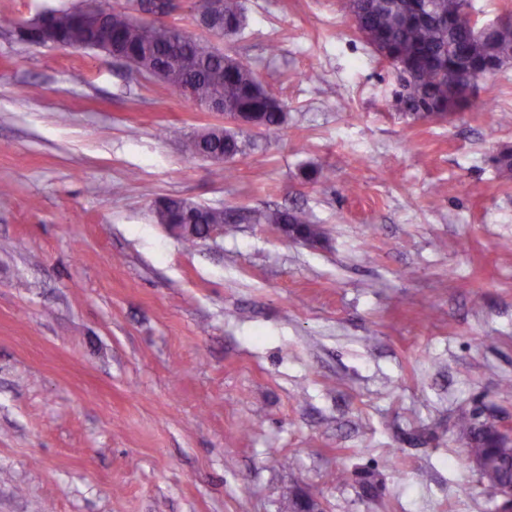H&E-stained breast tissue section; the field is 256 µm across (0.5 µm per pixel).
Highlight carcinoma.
Instances as JSON below:
<instances>
[{
    "instance_id": "cac0c4a2",
    "label": "carcinoma",
    "mask_w": 512,
    "mask_h": 512,
    "mask_svg": "<svg viewBox=\"0 0 512 512\" xmlns=\"http://www.w3.org/2000/svg\"><path fill=\"white\" fill-rule=\"evenodd\" d=\"M351 8L362 15L378 52L389 61L406 62L405 76L397 79L412 85V91L402 94L401 100L404 114L414 122H429L434 115L466 109L470 72L481 68L493 55L512 60V25L502 29L489 45L471 38L470 0H352ZM217 17V24L205 27V35L194 37V43L187 46L173 40L176 26L158 19L120 21L114 38L137 62L140 72L148 75L157 68L167 69L169 76L162 82L193 107L222 99L228 115L249 112L258 126H283L288 119L283 101L266 88L249 65L224 53L211 41L243 27V0H220ZM64 39L74 49H86L97 42L98 35L74 20L65 29ZM245 148L244 131L226 129L202 139L191 138L185 152L193 158L205 153L213 155L220 164L244 154ZM493 162L502 175L512 177V146L500 148ZM153 213L161 224L183 223L171 198L156 201ZM233 214L232 210L220 213L205 208L203 223L185 231L182 239L193 244L202 237L204 225L232 224ZM245 221L291 224L308 239L322 238L320 226L302 209L247 212ZM458 427L466 440L468 455L482 465L481 479L492 493H497L499 485L512 480V443L493 445L488 432L474 426L469 416L461 417Z\"/></svg>"
}]
</instances>
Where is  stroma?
Wrapping results in <instances>:
<instances>
[{
	"mask_svg": "<svg viewBox=\"0 0 512 512\" xmlns=\"http://www.w3.org/2000/svg\"><path fill=\"white\" fill-rule=\"evenodd\" d=\"M81 4L0 0V512H495L457 422L512 424V66L413 123L342 0H246L222 47L288 122L217 179L222 116L13 26ZM165 197L324 239L191 246ZM153 213L155 219L160 224H165L164 226L170 234L177 236L178 238L180 237L182 230L176 225L183 224V219L176 208L175 201L172 198H162L156 201ZM245 221L254 224H281L274 226L283 236L288 237L285 227L282 224H291L298 227L305 234L307 239H321L322 231L318 224H314L311 216L302 209L292 210H265L243 212Z\"/></svg>",
	"mask_w": 512,
	"mask_h": 512,
	"instance_id": "35a3bbf8",
	"label": "stroma"
}]
</instances>
